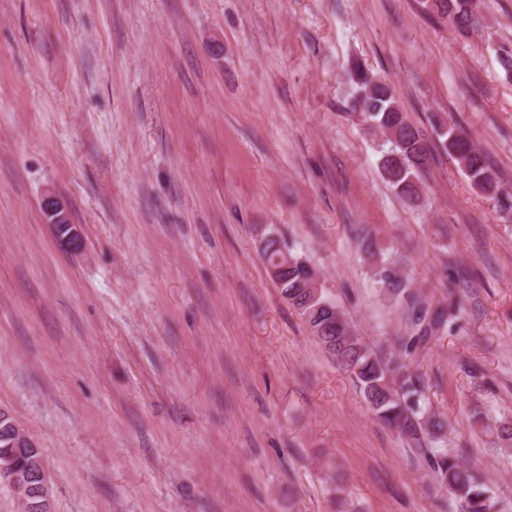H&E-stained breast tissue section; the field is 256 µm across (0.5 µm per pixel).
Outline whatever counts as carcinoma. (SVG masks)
Returning <instances> with one entry per match:
<instances>
[{"label": "carcinoma", "mask_w": 512, "mask_h": 512, "mask_svg": "<svg viewBox=\"0 0 512 512\" xmlns=\"http://www.w3.org/2000/svg\"><path fill=\"white\" fill-rule=\"evenodd\" d=\"M425 8L446 19L460 34L479 26L474 0H425ZM348 83V104L383 135L379 173L407 207L421 206L422 178L445 155L457 163L474 188L498 202L499 212L512 211V201L502 197L499 173L462 126L434 114L432 134H426L409 121L390 84L358 62L348 70ZM359 246L374 258V281L385 300L399 309L404 324L387 347L358 332L325 294L319 271L307 258L291 252L276 227L266 228L260 239L272 280L316 342L349 374L372 415L416 450L435 482L465 512H495V492L478 467L466 461L468 449L447 448L448 419L432 407L430 379L419 364L422 353L445 338L464 311V297L454 288L437 302L417 293L400 273V260L383 255L370 235L362 237Z\"/></svg>", "instance_id": "carcinoma-1"}]
</instances>
